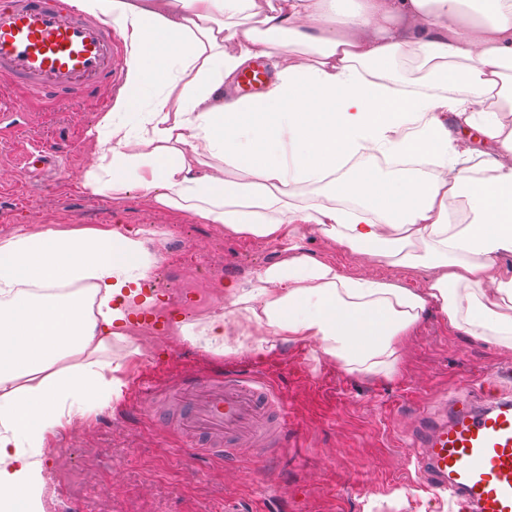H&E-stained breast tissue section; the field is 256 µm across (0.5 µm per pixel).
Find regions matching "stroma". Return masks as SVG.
Instances as JSON below:
<instances>
[{
  "label": "stroma",
  "instance_id": "obj_1",
  "mask_svg": "<svg viewBox=\"0 0 512 512\" xmlns=\"http://www.w3.org/2000/svg\"><path fill=\"white\" fill-rule=\"evenodd\" d=\"M119 91L106 84L90 100L53 106L12 95V109L0 114V237L55 226L172 224L189 257L211 258L219 293L274 262L278 243L229 236L136 189L115 200L83 188L92 156L87 133ZM44 141L60 143V156L25 165L32 143ZM305 248L342 272L415 290L428 276L421 267L349 253L317 233ZM151 270L155 279L143 292L157 302L196 287L191 271L168 270L163 256ZM131 346L139 353L122 397L44 448L47 512H458L418 464L413 432L417 423L447 418L456 400L483 403L486 379L512 368V354L449 331L434 313L404 342L389 377L346 371L314 343L215 355L167 336L137 335L112 352ZM230 371L267 385L288 419L287 447L259 451L246 440L219 460L190 449L176 426L174 386Z\"/></svg>",
  "mask_w": 512,
  "mask_h": 512
}]
</instances>
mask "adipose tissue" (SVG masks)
Masks as SVG:
<instances>
[{
  "instance_id": "ef3b65f1",
  "label": "adipose tissue",
  "mask_w": 512,
  "mask_h": 512,
  "mask_svg": "<svg viewBox=\"0 0 512 512\" xmlns=\"http://www.w3.org/2000/svg\"><path fill=\"white\" fill-rule=\"evenodd\" d=\"M106 17L128 54L119 96L89 137L82 186L225 233L276 241L282 258L226 285L254 349L317 342L348 369L390 376L429 311L512 354V0H67ZM295 52L275 53L280 39ZM411 50L421 75L395 68ZM263 93L223 87L258 59ZM135 112L134 122L121 120ZM453 115L495 149L464 164ZM245 174L227 180L225 170ZM323 200L293 205L297 186ZM316 231L377 262L430 271L424 289L342 273L305 250ZM151 263L143 230L48 227L0 239V512H45L37 454L119 399L128 317ZM183 339L218 354L243 342L217 317Z\"/></svg>"
}]
</instances>
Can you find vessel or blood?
<instances>
[{
  "label": "vessel or blood",
  "instance_id": "obj_1",
  "mask_svg": "<svg viewBox=\"0 0 512 512\" xmlns=\"http://www.w3.org/2000/svg\"><path fill=\"white\" fill-rule=\"evenodd\" d=\"M119 64L110 24L81 18L63 0L0 6V86L31 97L78 100L115 83ZM182 430L205 439L204 456L260 433L271 397L246 376L199 379L179 388ZM421 463L461 512H512V398L455 408L418 437Z\"/></svg>",
  "mask_w": 512,
  "mask_h": 512
}]
</instances>
